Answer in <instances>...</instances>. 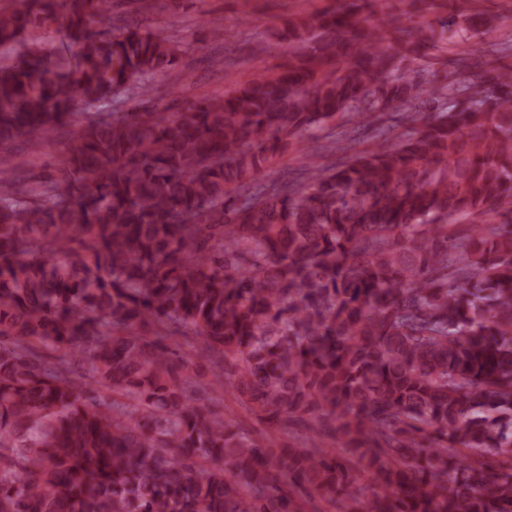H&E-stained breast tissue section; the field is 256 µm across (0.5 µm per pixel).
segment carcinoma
<instances>
[{
  "mask_svg": "<svg viewBox=\"0 0 512 512\" xmlns=\"http://www.w3.org/2000/svg\"><path fill=\"white\" fill-rule=\"evenodd\" d=\"M0 9V512H512V67L406 66L504 20L344 0L270 30L288 64L176 112L184 49L112 0ZM84 111L78 112L76 108ZM372 112L400 141L239 194L291 139ZM66 138L29 185L15 153ZM484 223L457 234L452 221ZM197 339L192 357L177 337ZM43 350L65 361L47 367ZM92 364V398L71 365ZM286 432L258 438L192 377ZM374 470L371 496L358 473Z\"/></svg>",
  "mask_w": 512,
  "mask_h": 512,
  "instance_id": "cac0c4a2",
  "label": "carcinoma"
}]
</instances>
